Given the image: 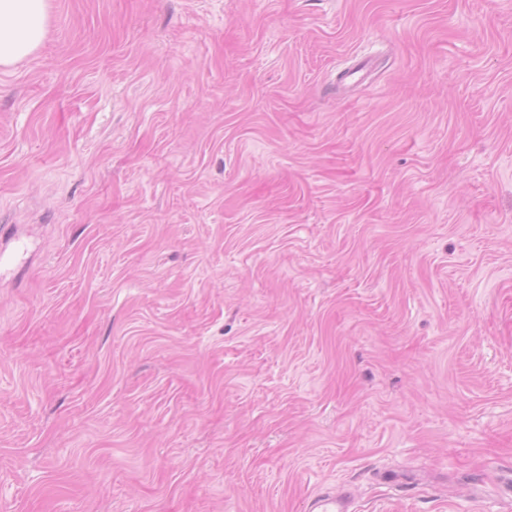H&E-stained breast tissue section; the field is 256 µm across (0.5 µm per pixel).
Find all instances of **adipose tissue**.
<instances>
[{
  "label": "adipose tissue",
  "mask_w": 512,
  "mask_h": 512,
  "mask_svg": "<svg viewBox=\"0 0 512 512\" xmlns=\"http://www.w3.org/2000/svg\"><path fill=\"white\" fill-rule=\"evenodd\" d=\"M49 0H0V70L34 55L48 32Z\"/></svg>",
  "instance_id": "ef3b65f1"
}]
</instances>
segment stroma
Listing matches in <instances>:
<instances>
[{
	"mask_svg": "<svg viewBox=\"0 0 512 512\" xmlns=\"http://www.w3.org/2000/svg\"><path fill=\"white\" fill-rule=\"evenodd\" d=\"M51 2L0 512H512V0ZM352 493L348 489L317 496L309 503L311 512H351Z\"/></svg>",
	"mask_w": 512,
	"mask_h": 512,
	"instance_id": "stroma-1",
	"label": "stroma"
}]
</instances>
